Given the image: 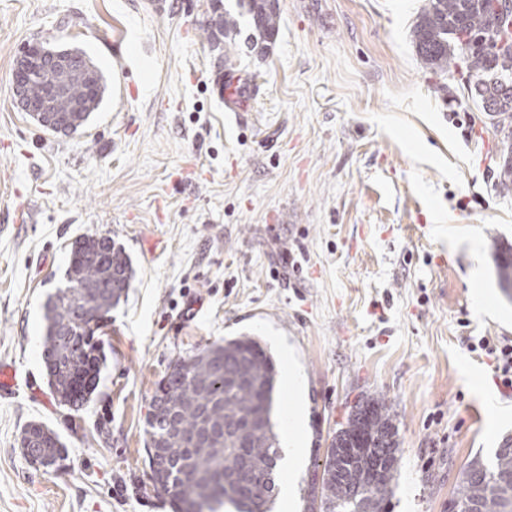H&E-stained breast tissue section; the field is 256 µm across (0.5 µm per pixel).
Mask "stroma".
I'll list each match as a JSON object with an SVG mask.
<instances>
[{"instance_id":"stroma-1","label":"stroma","mask_w":512,"mask_h":512,"mask_svg":"<svg viewBox=\"0 0 512 512\" xmlns=\"http://www.w3.org/2000/svg\"><path fill=\"white\" fill-rule=\"evenodd\" d=\"M424 0H278L265 52L239 0H0V512H173L145 465L151 396L170 362L252 336L304 385L293 501L363 399L384 398L399 462L386 512H448L475 456L512 438V391L474 345L512 327L508 149L479 102L437 78L411 31ZM238 21L214 42V6ZM82 51L98 112L47 131L15 103L27 44ZM243 80L228 112L215 81ZM112 237L135 271L113 308L97 390L52 397L43 305L71 244ZM40 421L66 446L48 474L18 447Z\"/></svg>"}]
</instances>
